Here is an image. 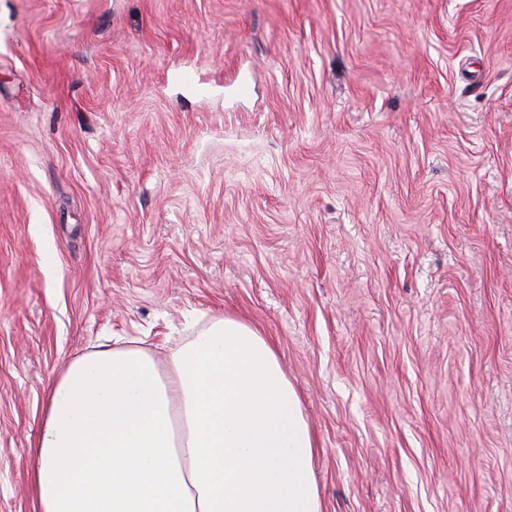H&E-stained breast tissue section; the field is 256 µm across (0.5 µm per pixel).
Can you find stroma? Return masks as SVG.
I'll return each instance as SVG.
<instances>
[{"label":"stroma","mask_w":512,"mask_h":512,"mask_svg":"<svg viewBox=\"0 0 512 512\" xmlns=\"http://www.w3.org/2000/svg\"><path fill=\"white\" fill-rule=\"evenodd\" d=\"M225 315L323 512H512V0H0V512L64 364Z\"/></svg>","instance_id":"obj_1"}]
</instances>
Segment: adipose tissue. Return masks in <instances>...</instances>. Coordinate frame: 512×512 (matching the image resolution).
I'll use <instances>...</instances> for the list:
<instances>
[{"instance_id": "adipose-tissue-1", "label": "adipose tissue", "mask_w": 512, "mask_h": 512, "mask_svg": "<svg viewBox=\"0 0 512 512\" xmlns=\"http://www.w3.org/2000/svg\"><path fill=\"white\" fill-rule=\"evenodd\" d=\"M315 440L267 336L224 317L171 349L68 362L29 449L32 512H323Z\"/></svg>"}]
</instances>
